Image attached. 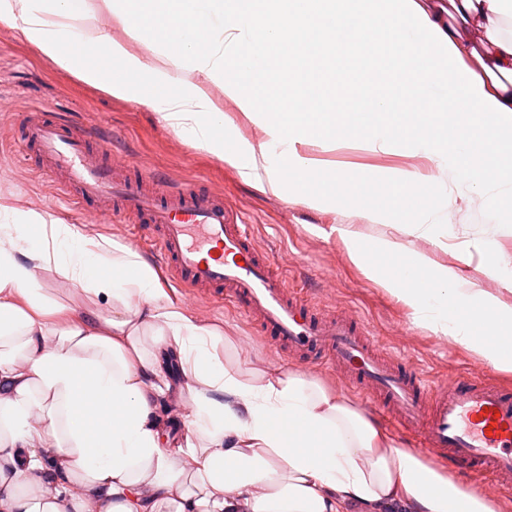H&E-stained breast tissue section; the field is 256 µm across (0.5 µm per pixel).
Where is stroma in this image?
Instances as JSON below:
<instances>
[{
    "label": "stroma",
    "mask_w": 512,
    "mask_h": 512,
    "mask_svg": "<svg viewBox=\"0 0 512 512\" xmlns=\"http://www.w3.org/2000/svg\"><path fill=\"white\" fill-rule=\"evenodd\" d=\"M75 7L84 30L111 21L113 37L127 40L135 54L152 58L151 44L130 38L122 20L107 19L101 0H77ZM273 63L281 75L276 87L281 97L321 96L330 110L338 113L345 112L353 103L369 102L373 85L384 84L391 110L381 114L380 119L393 126L398 136L407 135L413 119L408 93L386 68L326 49L320 53V65L330 74L343 72L345 78L336 86L322 87L289 81L296 64L295 53L288 51L276 56ZM33 106L66 114L76 127L109 136L112 152L106 155V162L129 169L132 178L142 179L144 186L193 185L222 197L239 220L250 225L255 245L273 253L282 263L289 289L300 293L312 306L363 318L382 352L408 357L440 383L481 373L512 385V373L493 369L473 351L418 323L411 310L385 289L378 275L353 261L348 242L338 233L341 227L354 226L367 250L382 239L403 243L438 265L457 270L476 287L496 292L499 281L481 274V255L472 246L487 242L512 255V222L487 217L474 185L450 173L442 178L448 206L439 216L450 227L448 248L444 251L427 239L406 234L400 217L402 204L391 192L377 190L347 206L329 202L315 207L298 197L288 199L258 191L244 182L235 169L192 148L165 128L144 103L112 97L79 81L42 58L13 30L0 25V195L14 205L43 211L75 225L86 236L133 242L151 267L157 268L159 283L170 301L217 333L220 358L238 366L244 379L251 380L276 369L297 371L326 389L345 393L357 406L363 405V398L355 390L345 389L335 367L274 351L251 328L235 304L217 303L201 296L192 298L171 283L165 271L158 268L151 247L153 232L148 226L138 225L130 216H103L88 206L66 207L53 183L39 172L35 151L12 136L13 128ZM299 151L322 167L357 168L368 180L386 178L400 170L423 177L432 172L427 158L404 149L373 151L342 141L330 150L308 143L300 145ZM134 228L139 235L133 240L129 232Z\"/></svg>",
    "instance_id": "35a3bbf8"
}]
</instances>
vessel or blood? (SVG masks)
Masks as SVG:
<instances>
[{
    "instance_id": "b4317fda",
    "label": "vessel or blood",
    "mask_w": 512,
    "mask_h": 512,
    "mask_svg": "<svg viewBox=\"0 0 512 512\" xmlns=\"http://www.w3.org/2000/svg\"><path fill=\"white\" fill-rule=\"evenodd\" d=\"M20 141L35 147L39 169L69 203L115 208L155 228L153 246L179 287L235 299L276 350L341 366L394 424L416 428L421 453L512 487V388L477 375L435 383L410 362L377 353L360 320L308 309L219 197L184 187L140 189L88 155L83 130L40 108L21 122Z\"/></svg>"
}]
</instances>
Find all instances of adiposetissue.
<instances>
[{
  "label": "adipose tissue",
  "instance_id": "obj_1",
  "mask_svg": "<svg viewBox=\"0 0 512 512\" xmlns=\"http://www.w3.org/2000/svg\"><path fill=\"white\" fill-rule=\"evenodd\" d=\"M126 2L130 31L151 36L156 59L131 53L111 23L79 30L73 0H0V25L83 83L148 105L260 190L349 205L365 187L359 172L319 170L297 145L358 138L371 150L405 144L476 184L489 213L512 193V138L502 134L512 129V0H449L444 25L424 0H288L284 9L233 0L231 10L224 0ZM473 26L481 41L465 37ZM326 32L346 57L399 67L415 115L405 140L374 119L390 109L383 92L370 110L341 117L325 100L275 94L274 55L303 44L305 70L293 81L321 76ZM177 68L197 81L177 83ZM174 83L176 93L161 94ZM215 85L264 129V142L225 148L229 122ZM475 123L485 133L478 150ZM442 141L451 151L439 150ZM382 188L405 201L409 235L447 248L448 227L434 220L420 176L401 172ZM339 234L417 321L512 372V308L498 296L403 244L382 240L367 252L354 230ZM404 251L407 263L389 267ZM45 271L92 308L50 298ZM215 346L214 331L167 301L138 251L0 199V512H499L489 495L396 447L344 396L296 372L244 379ZM173 356L194 400L192 433L181 441L164 440L159 415Z\"/></svg>",
  "mask_w": 512,
  "mask_h": 512
}]
</instances>
